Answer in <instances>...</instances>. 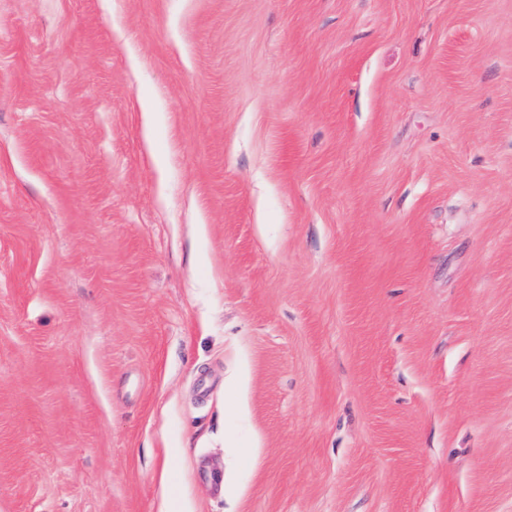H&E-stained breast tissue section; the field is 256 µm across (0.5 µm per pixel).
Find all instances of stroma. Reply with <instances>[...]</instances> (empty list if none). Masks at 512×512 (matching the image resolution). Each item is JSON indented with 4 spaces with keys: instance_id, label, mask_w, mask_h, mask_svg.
Listing matches in <instances>:
<instances>
[{
    "instance_id": "stroma-1",
    "label": "stroma",
    "mask_w": 512,
    "mask_h": 512,
    "mask_svg": "<svg viewBox=\"0 0 512 512\" xmlns=\"http://www.w3.org/2000/svg\"><path fill=\"white\" fill-rule=\"evenodd\" d=\"M0 512H512V0H0Z\"/></svg>"
}]
</instances>
